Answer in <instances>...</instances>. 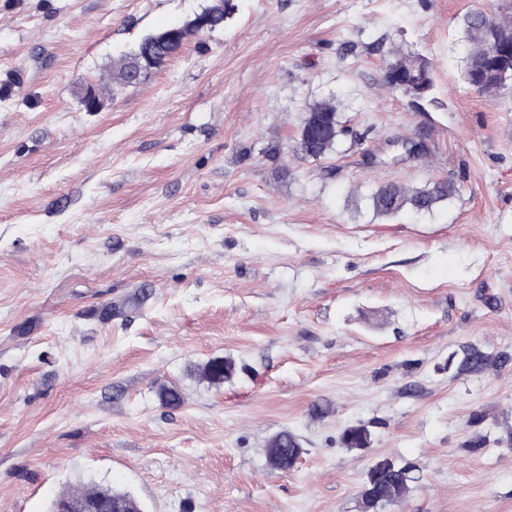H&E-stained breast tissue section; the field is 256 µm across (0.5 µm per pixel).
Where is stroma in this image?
Returning <instances> with one entry per match:
<instances>
[{"label": "stroma", "mask_w": 512, "mask_h": 512, "mask_svg": "<svg viewBox=\"0 0 512 512\" xmlns=\"http://www.w3.org/2000/svg\"><path fill=\"white\" fill-rule=\"evenodd\" d=\"M209 3L0 0V512L95 485L143 512H362L383 459L413 476L389 512H512V90L464 82L460 30L491 0H228L108 92ZM394 44L433 101L383 87ZM328 99L352 133L300 158ZM437 178L459 192L432 212L369 204ZM472 349L491 364L460 370ZM198 18H200V23L196 24L194 20H189L183 23L181 27L176 25L174 30H172L173 26H169L165 29L159 31V33L168 31L172 34L173 40L171 42H160L153 38V36L159 34H150L144 37L134 49V51L129 54V56L122 58L119 60L118 64L114 67L112 73V91L114 87H129L139 84L141 81L149 78L152 73L161 68V60L164 56L169 54H173L178 49L182 47L184 42L187 39L195 34L200 32L212 31L216 28L222 26L224 24V8L220 5H211L207 8H204ZM195 14V15H197ZM194 15V16H195ZM205 24V27L203 25ZM144 57H152L158 64L157 68L150 74L147 75L143 79H137L134 74V70L137 67L138 58ZM298 447V442L292 432H279L274 437H272L267 446V457L269 463L271 464V457L273 454L282 457L291 456L297 458L300 455L301 451V449Z\"/></svg>", "instance_id": "1"}]
</instances>
